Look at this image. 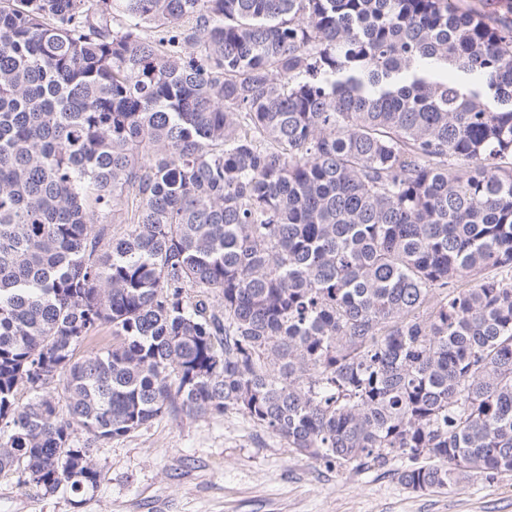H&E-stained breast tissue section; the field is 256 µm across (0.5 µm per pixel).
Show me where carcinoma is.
<instances>
[{
    "label": "carcinoma",
    "mask_w": 512,
    "mask_h": 512,
    "mask_svg": "<svg viewBox=\"0 0 512 512\" xmlns=\"http://www.w3.org/2000/svg\"><path fill=\"white\" fill-rule=\"evenodd\" d=\"M228 411L412 492L512 474V20L0 0V473L80 495Z\"/></svg>",
    "instance_id": "obj_1"
}]
</instances>
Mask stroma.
I'll use <instances>...</instances> for the list:
<instances>
[{"label": "stroma", "instance_id": "obj_1", "mask_svg": "<svg viewBox=\"0 0 512 512\" xmlns=\"http://www.w3.org/2000/svg\"><path fill=\"white\" fill-rule=\"evenodd\" d=\"M95 448L100 480L81 505L9 471L0 512H512L510 475L413 493L385 469L325 468L234 412L166 415Z\"/></svg>", "mask_w": 512, "mask_h": 512}]
</instances>
